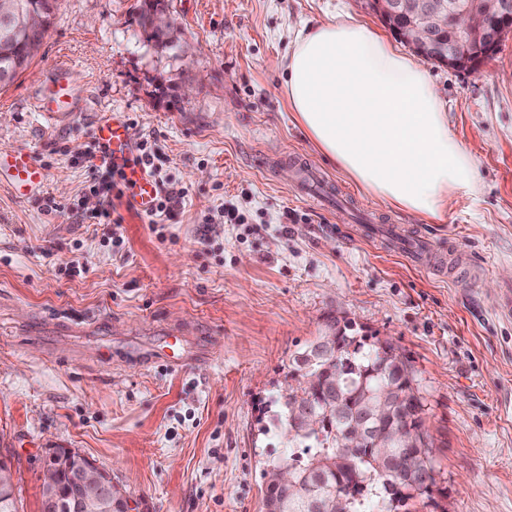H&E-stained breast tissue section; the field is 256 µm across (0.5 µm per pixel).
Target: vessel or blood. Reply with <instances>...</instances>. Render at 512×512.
Returning a JSON list of instances; mask_svg holds the SVG:
<instances>
[{
	"label": "vessel or blood",
	"mask_w": 512,
	"mask_h": 512,
	"mask_svg": "<svg viewBox=\"0 0 512 512\" xmlns=\"http://www.w3.org/2000/svg\"><path fill=\"white\" fill-rule=\"evenodd\" d=\"M75 100L72 86L61 80L44 90L35 105L38 112L52 120L69 114ZM96 140L112 168L122 173L136 208L142 212L149 210L158 187L135 162V145L128 136L123 115L114 112L105 117L97 126ZM0 174L7 175L15 195L20 198L41 189L47 178L45 168L31 153L8 149L0 150ZM386 242L390 249L404 254L418 266L426 263L436 251L429 236L421 232L409 234L399 226L391 227Z\"/></svg>",
	"instance_id": "1"
}]
</instances>
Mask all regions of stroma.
<instances>
[{
	"instance_id": "obj_1",
	"label": "stroma",
	"mask_w": 512,
	"mask_h": 512,
	"mask_svg": "<svg viewBox=\"0 0 512 512\" xmlns=\"http://www.w3.org/2000/svg\"><path fill=\"white\" fill-rule=\"evenodd\" d=\"M165 4L175 46L161 52L141 0H58L0 89V148L47 173L26 200L0 182V458L19 512H41L53 448L109 473L136 512H262L264 472L288 455L276 400L332 317L414 372L435 466L417 512H512V31L475 70L428 63L478 190L416 221L320 154L283 90L301 27L385 30L366 0ZM63 62L79 100L50 122L34 101ZM109 108L181 194L162 223L117 195L121 224L97 219L106 176L87 157ZM304 170L332 200L300 196ZM370 219L446 242L445 267L367 239Z\"/></svg>"
}]
</instances>
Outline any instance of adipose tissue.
I'll use <instances>...</instances> for the list:
<instances>
[{
	"mask_svg": "<svg viewBox=\"0 0 512 512\" xmlns=\"http://www.w3.org/2000/svg\"><path fill=\"white\" fill-rule=\"evenodd\" d=\"M288 105L322 153L383 201L419 219L476 188L424 64L351 19L300 31L285 63Z\"/></svg>",
	"mask_w": 512,
	"mask_h": 512,
	"instance_id": "adipose-tissue-1",
	"label": "adipose tissue"
}]
</instances>
